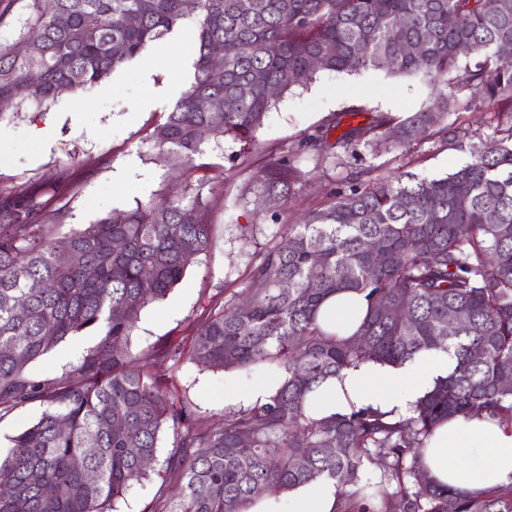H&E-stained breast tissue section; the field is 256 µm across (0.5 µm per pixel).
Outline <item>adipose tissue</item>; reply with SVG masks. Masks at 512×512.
Instances as JSON below:
<instances>
[{"label": "adipose tissue", "mask_w": 512, "mask_h": 512, "mask_svg": "<svg viewBox=\"0 0 512 512\" xmlns=\"http://www.w3.org/2000/svg\"><path fill=\"white\" fill-rule=\"evenodd\" d=\"M365 312L360 294L340 291L325 301L319 319L328 330L348 336L357 330ZM452 367V359L444 352L421 353L398 366L350 367L312 393L311 411L328 416L372 406L405 417ZM423 465L437 484L465 495L511 485L512 422L485 413L450 417L436 426L424 450ZM337 507V487L322 481L299 488L288 512H336Z\"/></svg>", "instance_id": "1"}]
</instances>
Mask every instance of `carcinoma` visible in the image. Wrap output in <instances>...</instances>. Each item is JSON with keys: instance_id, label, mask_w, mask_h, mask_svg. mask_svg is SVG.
<instances>
[{"instance_id": "carcinoma-1", "label": "carcinoma", "mask_w": 512, "mask_h": 512, "mask_svg": "<svg viewBox=\"0 0 512 512\" xmlns=\"http://www.w3.org/2000/svg\"><path fill=\"white\" fill-rule=\"evenodd\" d=\"M19 39L38 52L0 49V120L109 78L186 21L199 41L194 81L159 123V152L192 169L229 138L261 161L242 194L259 193L278 222L308 172L259 150L265 115L320 71L381 69L419 77L429 103L378 112L336 140L312 139L316 163L361 149L408 148L424 134L470 155L445 177L404 171L366 182L352 172L328 204L257 254L245 297L211 302L192 322L191 360L213 369L276 367L266 402L224 414L215 430L155 372L179 366L165 342L130 348L141 311L163 299L210 247L204 185L185 183L65 234L25 192L0 202V413L33 402L41 416L0 458V512H114L135 483L164 489L147 512H247L259 498L321 480L339 488L338 512H512V485L476 496L435 487L422 452L435 425L488 412L512 421V9L500 0H27ZM224 44L222 65L211 48ZM276 89L275 94L268 88ZM498 117L473 143L450 112ZM381 250L372 261L363 244ZM62 253L72 260L58 261ZM288 287H283V284ZM363 295L349 337L319 322L324 300ZM457 323L448 328V312ZM91 338L65 373L29 366L69 338ZM456 360L398 420L371 407L315 417L308 395L362 362L399 364L423 351ZM168 430L174 449L158 455ZM374 468L379 481L362 480Z\"/></svg>"}]
</instances>
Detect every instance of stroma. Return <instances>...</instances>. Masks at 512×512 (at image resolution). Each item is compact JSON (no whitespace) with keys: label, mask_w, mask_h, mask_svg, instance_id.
<instances>
[{"label":"stroma","mask_w":512,"mask_h":512,"mask_svg":"<svg viewBox=\"0 0 512 512\" xmlns=\"http://www.w3.org/2000/svg\"><path fill=\"white\" fill-rule=\"evenodd\" d=\"M198 52L196 27L186 23L157 42L148 55L125 65L82 95L62 92L53 104L28 107L0 121V199L27 192L44 202L47 223L61 232L79 228L106 214L134 207L160 189L187 180H205L212 223V244L187 269L181 284L141 313L131 341L138 350L161 340L189 347L191 322L202 305L242 292L250 284L255 255L271 243L278 225L257 215L241 191L255 158L225 142L221 167L187 172L155 149L151 134L194 78ZM429 88L416 78H392L382 70L319 73L305 88L288 92L267 113L258 132L262 145L300 153L309 173L282 216L291 223L323 207L348 169L374 167L377 174L410 171L440 178L469 160L438 140L380 156L362 152L347 164L316 166L305 144L315 135L335 142L356 122L375 111L401 115L423 106ZM338 128H331L332 119ZM281 222V223H282ZM173 393L194 401L211 427H221L232 410L233 395L273 378L268 367L213 371L190 361L179 368L157 367Z\"/></svg>","instance_id":"35a3bbf8"}]
</instances>
